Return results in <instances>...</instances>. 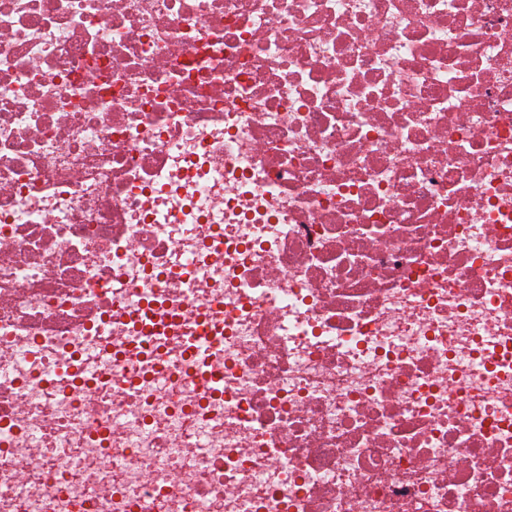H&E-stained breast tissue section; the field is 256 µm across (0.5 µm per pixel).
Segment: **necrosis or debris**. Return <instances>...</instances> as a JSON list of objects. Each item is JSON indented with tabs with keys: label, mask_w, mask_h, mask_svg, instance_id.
<instances>
[{
	"label": "necrosis or debris",
	"mask_w": 512,
	"mask_h": 512,
	"mask_svg": "<svg viewBox=\"0 0 512 512\" xmlns=\"http://www.w3.org/2000/svg\"><path fill=\"white\" fill-rule=\"evenodd\" d=\"M2 429L0 512H512V0H0ZM156 320L152 315L147 320L140 323L141 340L143 343H148L151 340L155 342H168L175 339L176 343L185 351L195 354L199 360L200 373L205 374L206 380L213 388H219L223 385V375L213 372L208 364V359L213 350L218 347L217 336L215 331L210 329H203L193 335L180 336H154L157 333Z\"/></svg>",
	"instance_id": "4bbe7bcc"
}]
</instances>
